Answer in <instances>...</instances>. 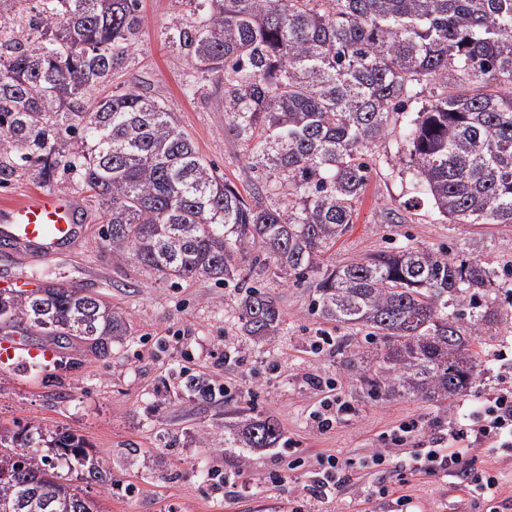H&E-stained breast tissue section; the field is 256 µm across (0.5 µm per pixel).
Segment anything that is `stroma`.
<instances>
[{
	"mask_svg": "<svg viewBox=\"0 0 512 512\" xmlns=\"http://www.w3.org/2000/svg\"><path fill=\"white\" fill-rule=\"evenodd\" d=\"M141 11L145 22L137 51L111 81L88 92V106L137 86L171 108L199 153L225 179L251 189L254 174L245 165L244 150L224 133L220 89L165 40L167 28L189 21V13L175 12L172 0H141ZM193 77L201 90L192 96L185 84ZM403 149L396 134L377 147L355 222L331 250L330 263L342 265L407 244L494 264L512 260L511 226L451 224L427 204L406 209L412 180L401 163ZM51 189L78 198L83 224L78 241L47 261L0 250V289L48 282L94 293L126 314L129 334L105 358L77 345L62 359L0 363V428L82 437L89 455L110 472L107 483L87 487L105 512H288L290 500L311 483L317 455L359 460L385 447V433L410 419L420 420L427 433L446 431L450 423L467 420L488 393L512 385V367L494 358L498 351L512 358L511 315L473 341V349L483 355L484 372L468 396L438 407L420 399L369 395L338 351L361 340V331L322 322L306 286L254 270L253 279L277 296L283 315L276 336L258 341L236 320L237 289L206 276L175 283L113 252L102 241L105 223L98 198L76 189L68 173ZM388 212L397 215V223H384ZM325 334L332 336V345L314 350ZM228 342L246 353L247 363L218 361ZM185 371L208 373L223 394L212 399L182 394L179 376ZM315 377L337 381L341 397L356 409L325 433L308 420L317 400ZM259 415L274 416L286 438L299 443L304 466L285 468L288 453L279 447H233L244 424ZM409 454L406 447L390 449L391 463L383 473L351 470L348 484L311 499L308 512H392L400 496L409 499L411 512L456 507L486 512L489 505L469 497L460 479L410 474L405 468ZM214 468L234 475L243 493H211L208 472ZM274 471L281 472V485L261 482V475ZM380 484L388 486V498L372 496Z\"/></svg>",
	"mask_w": 512,
	"mask_h": 512,
	"instance_id": "stroma-1",
	"label": "stroma"
}]
</instances>
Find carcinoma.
<instances>
[{"mask_svg":"<svg viewBox=\"0 0 512 512\" xmlns=\"http://www.w3.org/2000/svg\"><path fill=\"white\" fill-rule=\"evenodd\" d=\"M193 19L166 39L224 89V130L256 172L247 195L217 174L171 108L130 86L88 111L85 93L123 68L144 23L140 0H41L0 14V185L16 160L39 180L77 174L105 207L112 250L175 282L208 276L241 294L250 336L275 335L277 298L244 276L246 259L312 289L326 322L365 332L353 357L373 396L445 404L483 361L471 340L512 307V263L400 247L341 266L324 256L356 214L369 151L399 116L414 196L453 224H512V0H174ZM27 28L23 41L14 30ZM0 327L37 328L106 357L124 317L53 283L0 289ZM182 390L210 395L183 378ZM273 416L249 420L245 448L282 441ZM54 455H38L34 444ZM86 444L0 431V501L12 512H101L58 472Z\"/></svg>","mask_w":512,"mask_h":512,"instance_id":"carcinoma-1","label":"carcinoma"}]
</instances>
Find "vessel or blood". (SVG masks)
Listing matches in <instances>:
<instances>
[{"label":"vessel or blood","mask_w":512,"mask_h":512,"mask_svg":"<svg viewBox=\"0 0 512 512\" xmlns=\"http://www.w3.org/2000/svg\"><path fill=\"white\" fill-rule=\"evenodd\" d=\"M81 234L77 205L69 196L36 191L0 206V239L32 260L46 261Z\"/></svg>","instance_id":"obj_1"}]
</instances>
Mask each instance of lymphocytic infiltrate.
I'll return each mask as SVG.
<instances>
[{
    "label": "lymphocytic infiltrate",
    "mask_w": 512,
    "mask_h": 512,
    "mask_svg": "<svg viewBox=\"0 0 512 512\" xmlns=\"http://www.w3.org/2000/svg\"><path fill=\"white\" fill-rule=\"evenodd\" d=\"M425 431L417 420L400 423L386 439L401 446L416 443L410 456L409 470L414 474L456 476L471 488L474 498L494 500L499 478L481 467L476 448L488 447L499 454L512 456V390L503 389L488 397L475 420L459 422L450 427L447 436L426 438L429 447H422Z\"/></svg>",
    "instance_id": "lymphocytic-infiltrate-1"
}]
</instances>
